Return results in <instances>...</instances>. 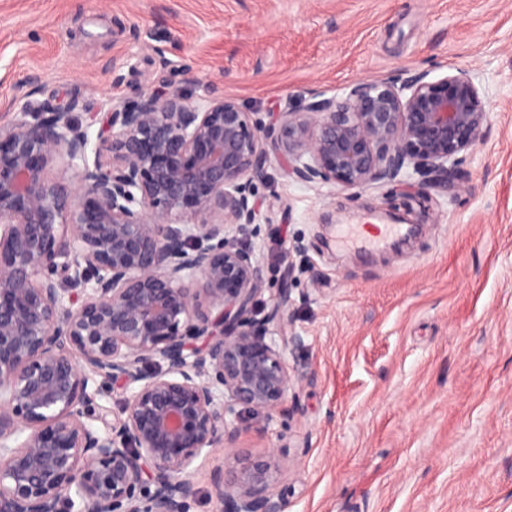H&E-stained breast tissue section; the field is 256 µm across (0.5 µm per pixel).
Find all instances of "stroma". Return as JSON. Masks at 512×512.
<instances>
[{
    "mask_svg": "<svg viewBox=\"0 0 512 512\" xmlns=\"http://www.w3.org/2000/svg\"><path fill=\"white\" fill-rule=\"evenodd\" d=\"M456 67L479 75L491 122L448 188L312 187L275 159L257 186L256 317L306 247L275 338L299 384L239 448L293 447L286 512H512V0H0V120L48 101L93 136L144 85L264 116ZM349 224L418 232L339 248ZM223 464L220 448L196 460L189 512H220Z\"/></svg>",
    "mask_w": 512,
    "mask_h": 512,
    "instance_id": "1",
    "label": "stroma"
}]
</instances>
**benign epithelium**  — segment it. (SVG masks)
Returning <instances> with one entry per match:
<instances>
[{"instance_id": "benign-epithelium-1", "label": "benign epithelium", "mask_w": 512, "mask_h": 512, "mask_svg": "<svg viewBox=\"0 0 512 512\" xmlns=\"http://www.w3.org/2000/svg\"><path fill=\"white\" fill-rule=\"evenodd\" d=\"M476 79L353 80L266 120L146 87L93 147L25 101L0 124V512H188L191 467L236 447L238 408L272 419L296 386L270 333L288 289L253 314L271 157L312 186L446 188L488 128ZM116 385L109 421L94 401ZM287 457L225 455L223 512H285Z\"/></svg>"}]
</instances>
